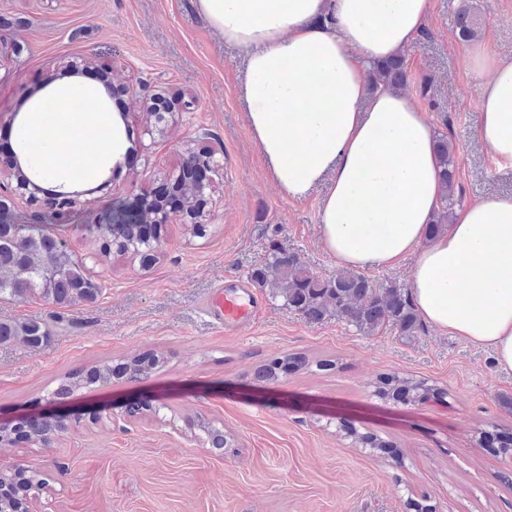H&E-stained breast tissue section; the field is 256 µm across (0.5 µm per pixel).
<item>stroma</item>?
I'll use <instances>...</instances> for the list:
<instances>
[{
    "mask_svg": "<svg viewBox=\"0 0 512 512\" xmlns=\"http://www.w3.org/2000/svg\"><path fill=\"white\" fill-rule=\"evenodd\" d=\"M471 11L474 36L461 41L455 15ZM0 128L31 112L62 83L70 61H92L112 86L166 95L175 115L163 134L145 132L131 98L102 97L115 131L112 160L92 165L67 190L79 211L4 193L25 221L60 233L102 286L91 303L59 309L43 300L0 302V321L44 322L52 341L32 348L0 342V419L39 417L60 378L157 352L165 364L142 381L113 380L71 398L79 417L51 445L0 447V473L37 470L46 480L30 512H409L428 496L436 512H512V450L484 448L481 431L512 429V374L491 349L424 326L407 340L373 336L329 317L310 323L259 289V316L224 333L202 310L224 277H248L271 241L322 276L336 274L318 224L327 184L303 200L268 174L245 122L244 55L198 11L196 0H0ZM512 61V0H429L424 31L405 51L402 87L447 135L462 205L512 196V166L495 165L475 133L481 80L474 54ZM219 167L206 232L179 220L166 228L158 259L142 268L102 255L85 226L113 201L147 194L178 170L187 151ZM288 354L307 368L276 382L259 366ZM321 360L336 364L317 370ZM425 378L442 393L413 407L378 398L382 374ZM228 441L209 447L196 420ZM393 440L389 459L352 442L345 425Z\"/></svg>",
    "mask_w": 512,
    "mask_h": 512,
    "instance_id": "obj_1",
    "label": "stroma"
}]
</instances>
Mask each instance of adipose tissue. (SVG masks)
Wrapping results in <instances>:
<instances>
[{
	"mask_svg": "<svg viewBox=\"0 0 512 512\" xmlns=\"http://www.w3.org/2000/svg\"><path fill=\"white\" fill-rule=\"evenodd\" d=\"M246 55V123L274 182L300 200L322 181L318 222L338 264L381 270L412 259L423 322L493 350L512 372V198L456 210L427 238L442 196L431 126L407 95L373 88L370 62L398 55L428 0H196ZM489 71L475 131L512 164V62Z\"/></svg>",
	"mask_w": 512,
	"mask_h": 512,
	"instance_id": "obj_1",
	"label": "adipose tissue"
}]
</instances>
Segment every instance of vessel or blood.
I'll return each instance as SVG.
<instances>
[{
  "mask_svg": "<svg viewBox=\"0 0 512 512\" xmlns=\"http://www.w3.org/2000/svg\"><path fill=\"white\" fill-rule=\"evenodd\" d=\"M261 303L248 283L239 278H225L203 306L212 322L236 333L250 325Z\"/></svg>",
  "mask_w": 512,
  "mask_h": 512,
  "instance_id": "b4317fda",
  "label": "vessel or blood"
}]
</instances>
